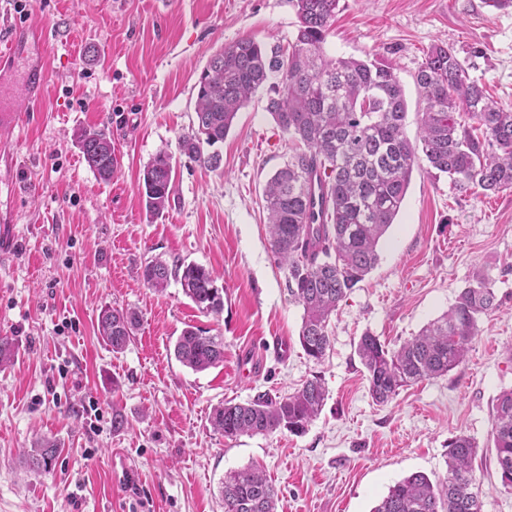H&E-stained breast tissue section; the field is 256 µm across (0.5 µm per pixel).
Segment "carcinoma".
Instances as JSON below:
<instances>
[{"mask_svg": "<svg viewBox=\"0 0 512 512\" xmlns=\"http://www.w3.org/2000/svg\"><path fill=\"white\" fill-rule=\"evenodd\" d=\"M297 16L293 41L267 50L243 36L213 54L202 71L195 121L179 138L190 160L220 168L217 151L237 113L261 89L282 133L305 146L267 181L264 208L271 249L287 271L288 297L302 306L299 342L305 355L322 361L331 348L329 320L336 308L378 262L381 238L404 203L414 168L426 162L430 173L448 176L461 193L484 195L512 190V110L487 96L470 78L457 51L432 46L415 74L422 99L418 139L406 135L407 104L394 65L378 57L327 55V37L340 0H291ZM283 90L277 91L275 81ZM75 143L87 166L109 183L118 168L112 138L103 129L82 128ZM172 156L160 152L148 163L138 185L147 213L167 208L172 193ZM320 182L326 199L321 224L310 223V185ZM157 291L170 279L208 315L224 311V289L206 267L155 260L142 270ZM498 307L488 278L478 275L460 291L455 304L416 336L393 349L366 331L356 352L367 372L369 392L386 404L413 383L444 375L465 359L480 319ZM140 325L132 308L103 309L98 333L118 354ZM176 359L194 372L224 361V338L186 326L174 346ZM327 398L317 376L287 396L259 394L244 403L222 402L210 416L213 430L227 439L266 435L286 429L306 432ZM493 442L502 485L512 489V390L496 398ZM58 447L43 440L26 451L30 467L47 471ZM477 443L458 435L448 444L447 475L432 482L415 472L395 483L372 512H481L473 476ZM279 490L254 465L224 474L223 512H276Z\"/></svg>", "mask_w": 512, "mask_h": 512, "instance_id": "cac0c4a2", "label": "carcinoma"}]
</instances>
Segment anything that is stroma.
Listing matches in <instances>:
<instances>
[{
    "mask_svg": "<svg viewBox=\"0 0 512 512\" xmlns=\"http://www.w3.org/2000/svg\"><path fill=\"white\" fill-rule=\"evenodd\" d=\"M340 7L327 54L394 64L409 138L422 107L414 74L436 44L454 46L470 77L512 108V10L483 0ZM296 22L288 0H0V26L65 30L48 47L38 104L21 86V63L0 65V102L22 115L0 128V225L13 237L0 256V336L13 339L0 363V512H221L225 473L252 463L278 488L277 512H372L411 473L443 478L448 443L462 434L478 445L482 512H512L492 436L494 400L512 389V192L462 195L447 177L414 169L377 265L332 315V347L316 363L300 346L303 309L288 297L265 224L263 188L290 153L265 109L267 91L217 144L220 170L179 152L210 56L245 35L286 44ZM82 127L110 132L119 162L111 182L76 146ZM161 151L173 157V193L152 216L138 183ZM158 258L212 270L221 316L200 312L180 282L150 288L141 272ZM479 274L499 306L481 318L465 361L376 404L356 353L361 334L403 343ZM106 307L141 315L119 354L98 335ZM188 324L223 336V364L196 373L176 361ZM316 376L328 397L303 435L229 440L209 423L222 401L289 394ZM116 411L127 421L118 432ZM44 439L59 455L38 472L23 452ZM128 466L131 487L120 481Z\"/></svg>",
    "mask_w": 512,
    "mask_h": 512,
    "instance_id": "1",
    "label": "stroma"
}]
</instances>
